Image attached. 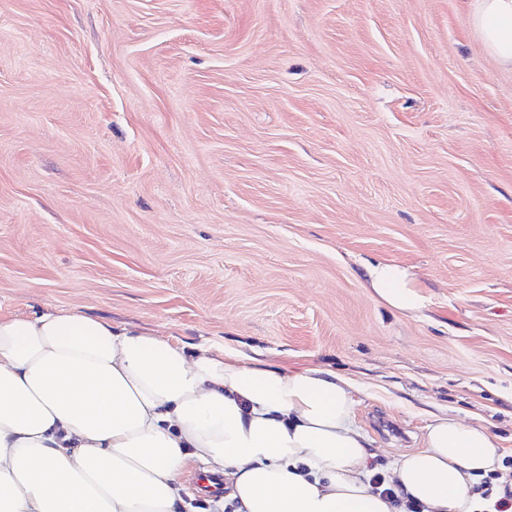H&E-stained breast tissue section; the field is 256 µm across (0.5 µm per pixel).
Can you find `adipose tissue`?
Returning a JSON list of instances; mask_svg holds the SVG:
<instances>
[{
	"mask_svg": "<svg viewBox=\"0 0 512 512\" xmlns=\"http://www.w3.org/2000/svg\"><path fill=\"white\" fill-rule=\"evenodd\" d=\"M485 52L512 72V0H470ZM403 311L425 301L406 269L368 267ZM352 384L246 363L72 310L0 317V512H180L179 478L223 474L235 512H398L374 492ZM477 422L441 415L391 479L423 512H479L473 486L501 467Z\"/></svg>",
	"mask_w": 512,
	"mask_h": 512,
	"instance_id": "adipose-tissue-1",
	"label": "adipose tissue"
}]
</instances>
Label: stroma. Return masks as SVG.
Here are the masks:
<instances>
[{
    "label": "stroma",
    "instance_id": "35a3bbf8",
    "mask_svg": "<svg viewBox=\"0 0 512 512\" xmlns=\"http://www.w3.org/2000/svg\"><path fill=\"white\" fill-rule=\"evenodd\" d=\"M57 310L353 379L383 474L512 456V73L464 0H0V316ZM373 291L393 307L403 311L420 309L425 301L406 269L390 264H377L367 269Z\"/></svg>",
    "mask_w": 512,
    "mask_h": 512
}]
</instances>
